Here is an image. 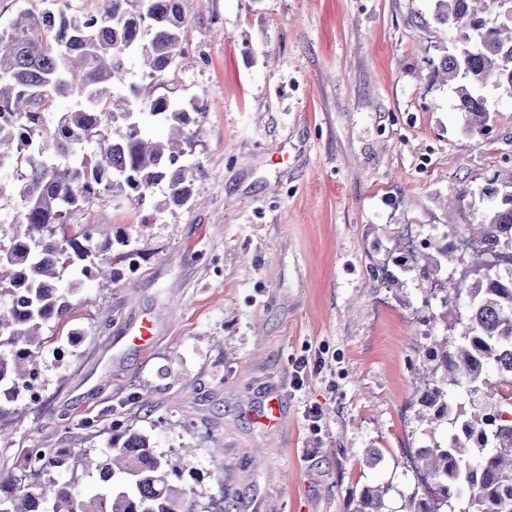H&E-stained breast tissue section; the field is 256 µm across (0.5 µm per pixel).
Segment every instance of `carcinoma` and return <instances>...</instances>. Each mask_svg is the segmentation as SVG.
<instances>
[{
  "instance_id": "cac0c4a2",
  "label": "carcinoma",
  "mask_w": 512,
  "mask_h": 512,
  "mask_svg": "<svg viewBox=\"0 0 512 512\" xmlns=\"http://www.w3.org/2000/svg\"><path fill=\"white\" fill-rule=\"evenodd\" d=\"M434 19L455 28L459 40L432 77L454 85L458 109L470 129L489 122L480 89L489 83L512 91V32L486 27V0H434ZM194 0H106L95 14H75L68 0L23 9L0 26V199L18 197L21 210L0 216L15 224L17 240L0 239V382L11 395L36 376L45 331L65 325L72 289L63 269L90 280L116 277L112 240L83 226L68 233V218L102 194L119 189L136 203L164 186L158 211L186 206L194 196L193 166L185 145L198 102L154 96L126 81L127 62L139 61L152 82L182 54ZM60 99L66 111L48 122ZM147 126L168 130L163 138ZM488 206L477 224H453L446 237L470 250L460 286L440 287L459 261L454 250L430 241L416 263L396 257L381 268L391 286L432 285L443 324L430 337L416 372V419L439 430L417 453L418 470L442 490L446 510L429 509L414 491L389 506L393 484L365 485L354 512H512V190L484 188ZM100 261H85L92 254ZM0 397V402L5 400ZM78 466L98 473L101 491L90 495L75 480L49 474ZM23 477L0 476V512H197L189 491L170 479L169 463L150 439L130 432L96 457L71 464L45 448H25L17 460Z\"/></svg>"
}]
</instances>
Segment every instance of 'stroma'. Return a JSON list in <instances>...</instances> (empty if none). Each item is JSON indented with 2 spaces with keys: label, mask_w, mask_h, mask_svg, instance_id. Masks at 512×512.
I'll return each instance as SVG.
<instances>
[{
  "label": "stroma",
  "mask_w": 512,
  "mask_h": 512,
  "mask_svg": "<svg viewBox=\"0 0 512 512\" xmlns=\"http://www.w3.org/2000/svg\"><path fill=\"white\" fill-rule=\"evenodd\" d=\"M433 9L195 0L159 87L205 106L194 198L157 214V187L144 204L105 195L73 216L124 261L111 281L64 272L79 285L73 336L45 344L36 398L0 419V475L22 449L95 454L134 430L198 512H353L362 485L418 488L426 292L394 297L375 275L381 249L404 224L428 237L477 222L481 188L512 171V96L486 86L490 129L470 131L453 86L429 78L459 38ZM145 319L148 350L134 341Z\"/></svg>",
  "instance_id": "35a3bbf8"
}]
</instances>
